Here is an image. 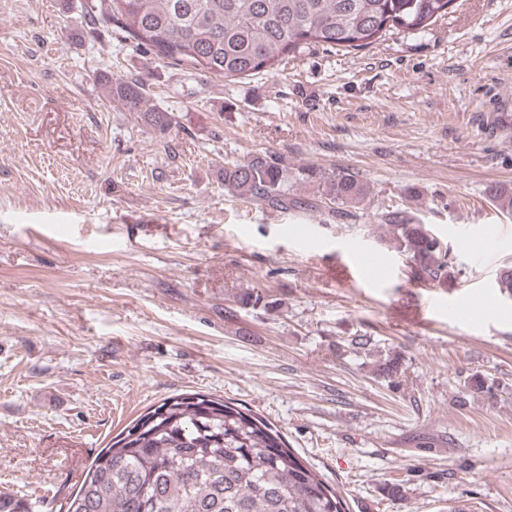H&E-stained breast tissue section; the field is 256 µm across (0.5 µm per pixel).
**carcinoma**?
I'll use <instances>...</instances> for the list:
<instances>
[{
  "label": "carcinoma",
  "instance_id": "cac0c4a2",
  "mask_svg": "<svg viewBox=\"0 0 512 512\" xmlns=\"http://www.w3.org/2000/svg\"><path fill=\"white\" fill-rule=\"evenodd\" d=\"M454 0H109L107 17L126 38L224 79L272 69L301 47L356 51L393 32L422 31L448 14ZM112 99L164 135L171 113L157 107L136 79L110 84ZM312 183L328 212L350 214L368 194L351 172L302 166L292 173L271 156L224 166V189L244 202L288 210L308 203L291 180ZM486 195L512 213V192ZM393 248L427 282L448 279V247L412 213L376 215ZM380 374L399 384L400 357ZM64 512H345V503L300 459L269 422L206 394L169 397L139 415L101 449ZM0 512H34L23 497L0 492Z\"/></svg>",
  "mask_w": 512,
  "mask_h": 512
}]
</instances>
